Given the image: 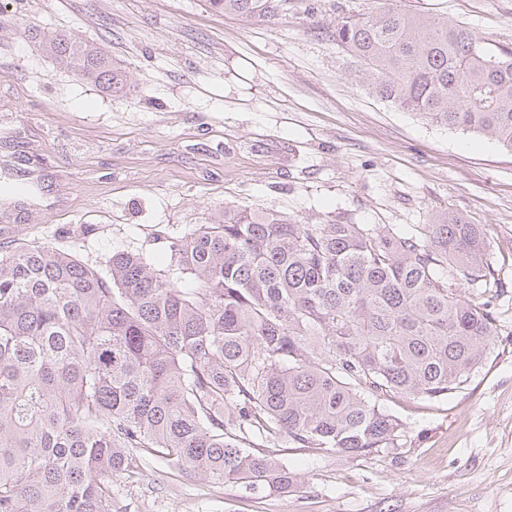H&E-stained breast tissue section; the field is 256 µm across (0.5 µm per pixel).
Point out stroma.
I'll return each mask as SVG.
<instances>
[{
	"mask_svg": "<svg viewBox=\"0 0 512 512\" xmlns=\"http://www.w3.org/2000/svg\"><path fill=\"white\" fill-rule=\"evenodd\" d=\"M385 0H295L251 22L204 0H9L0 7V241L167 261L165 238L225 205L309 224L482 225L503 287L494 349L441 402L384 401L397 453L281 444L289 490L217 484L152 455L112 481L118 512H512V153L427 124L354 82L333 27ZM512 48V0H407ZM101 47L114 96L60 68L27 28Z\"/></svg>",
	"mask_w": 512,
	"mask_h": 512,
	"instance_id": "35a3bbf8",
	"label": "stroma"
}]
</instances>
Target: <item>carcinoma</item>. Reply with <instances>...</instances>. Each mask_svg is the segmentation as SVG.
I'll return each instance as SVG.
<instances>
[{
  "instance_id": "1",
  "label": "carcinoma",
  "mask_w": 512,
  "mask_h": 512,
  "mask_svg": "<svg viewBox=\"0 0 512 512\" xmlns=\"http://www.w3.org/2000/svg\"><path fill=\"white\" fill-rule=\"evenodd\" d=\"M267 22L284 0H205ZM381 100L512 152V50L395 3L336 23ZM42 43L113 95L112 57ZM170 261L0 244V512H113L134 452L216 483L287 489L280 443L318 454L401 447L380 401L440 400L494 347L501 288L481 225L303 224L225 205L168 240Z\"/></svg>"
}]
</instances>
